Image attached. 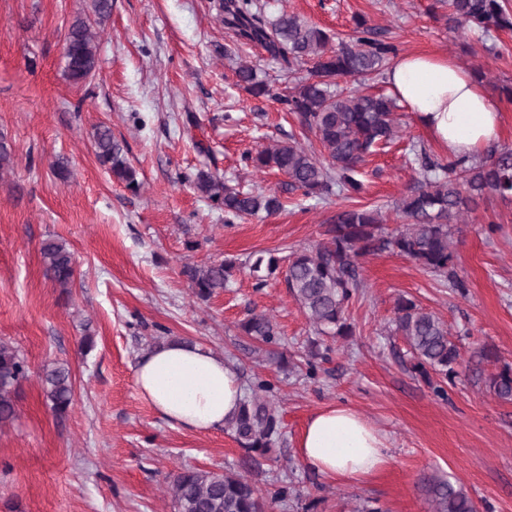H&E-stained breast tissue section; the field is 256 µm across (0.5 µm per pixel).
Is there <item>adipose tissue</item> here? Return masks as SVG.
<instances>
[{"instance_id": "1", "label": "adipose tissue", "mask_w": 512, "mask_h": 512, "mask_svg": "<svg viewBox=\"0 0 512 512\" xmlns=\"http://www.w3.org/2000/svg\"><path fill=\"white\" fill-rule=\"evenodd\" d=\"M386 82L390 95L449 158L479 154L500 137L498 102L448 56L413 52L397 57ZM135 384L165 420L198 432L224 426L242 397L237 375L222 357L185 342H167L143 353ZM297 447L306 464L339 480L372 476L388 461L381 435L342 404L312 413Z\"/></svg>"}]
</instances>
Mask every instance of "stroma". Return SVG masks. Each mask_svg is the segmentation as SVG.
<instances>
[{
    "mask_svg": "<svg viewBox=\"0 0 512 512\" xmlns=\"http://www.w3.org/2000/svg\"><path fill=\"white\" fill-rule=\"evenodd\" d=\"M85 0H0V135L12 163L0 171V340L24 357L29 378L17 417L0 428V512H173L168 478L184 467L242 470L244 452L224 430L196 432L162 419L134 383L139 356L157 336L183 338L232 358L245 375L279 389L284 440L249 477L260 491L285 476L299 493L268 512H353L373 501L384 512H430L423 479L461 486L478 512H512V401L485 383L486 348L512 365V202L489 197L453 225L461 295L407 257L384 251L363 261L366 288L350 309L355 334L337 339L317 379L285 378L237 322L249 311L275 319L295 351L314 332L284 284L255 290L248 272L206 301L181 277L184 264L245 258L258 250L316 245L339 199L288 190L284 175L243 166L241 156L295 133L275 100L234 85L238 62L284 89L264 51L235 47L208 0H112L98 30L94 79L64 73V34ZM433 0H279L286 10L347 36L363 18L399 53L452 57L481 68L505 122L496 148H512V30L484 39L448 31ZM201 126L189 129L185 116ZM395 140L363 166L358 203L402 226L394 204L413 186L421 153L439 148L407 110ZM105 125L122 141L142 186L131 192L97 162L92 133ZM66 160L70 179L52 166ZM211 169L246 191H274L271 215L228 225L224 211L188 182ZM66 243L75 258L69 290L46 280L40 245ZM406 295L447 322L463 362L446 398L410 370L392 335L394 300ZM94 346L82 350V336ZM68 364L74 401L65 417L47 404L38 375ZM344 404L383 436L388 462L358 481L328 478L304 464L297 440L318 408Z\"/></svg>",
    "mask_w": 512,
    "mask_h": 512,
    "instance_id": "stroma-1",
    "label": "stroma"
}]
</instances>
